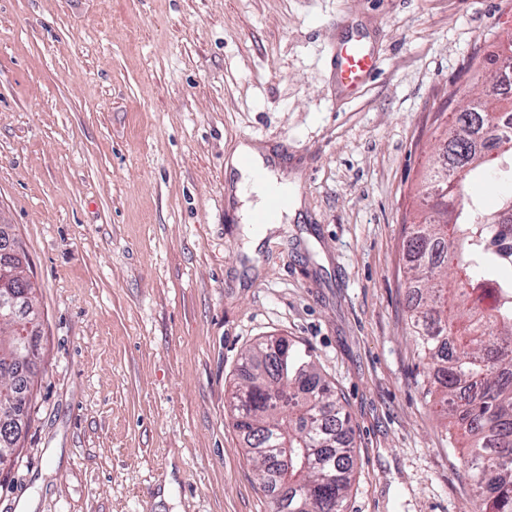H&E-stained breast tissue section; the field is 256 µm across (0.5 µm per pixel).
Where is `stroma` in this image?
<instances>
[{
	"mask_svg": "<svg viewBox=\"0 0 512 512\" xmlns=\"http://www.w3.org/2000/svg\"><path fill=\"white\" fill-rule=\"evenodd\" d=\"M354 32L382 63L341 100ZM511 34L512 0H0V224L42 316L0 512H272L228 407L270 337L342 398L344 512H464L467 450L416 384L404 226L449 90ZM241 142L301 202L261 240L229 210Z\"/></svg>",
	"mask_w": 512,
	"mask_h": 512,
	"instance_id": "35a3bbf8",
	"label": "stroma"
}]
</instances>
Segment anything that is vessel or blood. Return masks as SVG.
Returning a JSON list of instances; mask_svg holds the SVG:
<instances>
[{
    "mask_svg": "<svg viewBox=\"0 0 512 512\" xmlns=\"http://www.w3.org/2000/svg\"><path fill=\"white\" fill-rule=\"evenodd\" d=\"M378 66L375 50L363 34L357 33L337 42L332 50L331 67L338 93L348 96L356 94L373 78ZM289 203L290 197L287 192L271 191L264 209L254 216V223H274L276 217Z\"/></svg>",
    "mask_w": 512,
    "mask_h": 512,
    "instance_id": "vessel-or-blood-1",
    "label": "vessel or blood"
}]
</instances>
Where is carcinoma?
<instances>
[{
	"label": "carcinoma",
	"mask_w": 512,
	"mask_h": 512,
	"mask_svg": "<svg viewBox=\"0 0 512 512\" xmlns=\"http://www.w3.org/2000/svg\"><path fill=\"white\" fill-rule=\"evenodd\" d=\"M482 90L451 112L420 209L407 225L409 326L423 366L417 381L440 419L462 431L471 448L463 477L478 497L467 512H512V194L493 210L464 192L474 174L512 182V42L495 54ZM500 283L484 308L487 284ZM19 315L0 322V411L32 402L24 361L40 335L24 336L34 286L17 284ZM234 427L272 494L274 512H342L354 477L351 428L333 387L284 338L267 339L243 356L232 392Z\"/></svg>",
	"instance_id": "obj_1"
}]
</instances>
